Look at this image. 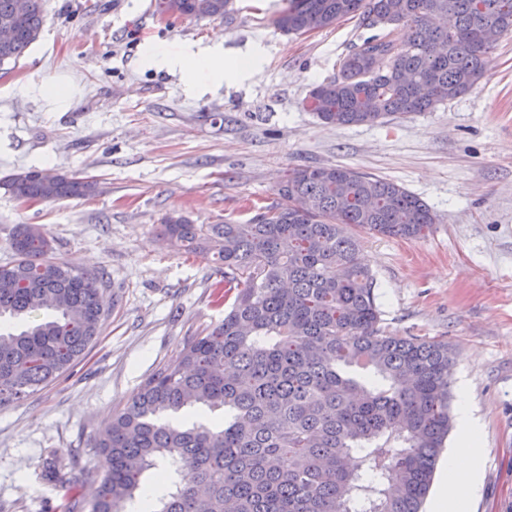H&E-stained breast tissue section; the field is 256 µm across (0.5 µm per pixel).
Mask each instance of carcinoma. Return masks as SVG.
<instances>
[{"mask_svg": "<svg viewBox=\"0 0 512 512\" xmlns=\"http://www.w3.org/2000/svg\"><path fill=\"white\" fill-rule=\"evenodd\" d=\"M181 18H228L233 0H156ZM347 16L381 34L352 44L337 75L314 86L325 124L383 123L472 91L496 42L512 33V0H288L284 34ZM46 20L44 0H0V68L17 64ZM412 28L397 46L388 29ZM430 87L436 96L419 94ZM19 200L82 198L96 184L36 168L9 178ZM279 201L241 224L162 219L168 244L213 256L224 319L194 336L107 422L96 447L107 469L70 489L68 512H421L452 427L448 343L387 334L355 231L419 238L436 223L405 187L346 166L289 168ZM0 265V407L53 383L86 353L106 310L103 280L53 256L35 224L20 225ZM191 413V423L172 420Z\"/></svg>", "mask_w": 512, "mask_h": 512, "instance_id": "cac0c4a2", "label": "carcinoma"}]
</instances>
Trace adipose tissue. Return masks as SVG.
Wrapping results in <instances>:
<instances>
[{
	"label": "adipose tissue",
	"instance_id": "ef3b65f1",
	"mask_svg": "<svg viewBox=\"0 0 512 512\" xmlns=\"http://www.w3.org/2000/svg\"><path fill=\"white\" fill-rule=\"evenodd\" d=\"M148 52L155 64L192 67L193 76L198 80L215 79L227 72L224 56L219 52L175 51L165 45L149 46ZM456 423L457 445L447 454L440 485L430 501L428 512H467L480 492L477 464L480 423L468 399H461Z\"/></svg>",
	"mask_w": 512,
	"mask_h": 512
}]
</instances>
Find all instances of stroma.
<instances>
[{"instance_id": "stroma-1", "label": "stroma", "mask_w": 512, "mask_h": 512, "mask_svg": "<svg viewBox=\"0 0 512 512\" xmlns=\"http://www.w3.org/2000/svg\"><path fill=\"white\" fill-rule=\"evenodd\" d=\"M288 0H236L226 19L158 14L156 0H46L37 42L0 70V265L18 225L39 224L54 256L104 276L109 315L69 372L0 408V512H56L50 453L91 486L113 413L188 337L224 317L210 257L167 247L178 213L244 222L278 200L295 166L342 165L397 182L437 217L424 236L364 235L381 327L447 342L451 382L480 421L481 493L469 512H512V34L471 92L384 123L323 124L304 106L369 37L356 17L285 35ZM222 49L233 70L208 83L148 63V46ZM61 90V102L41 87ZM97 181L87 198L22 201L2 181L30 168Z\"/></svg>"}]
</instances>
